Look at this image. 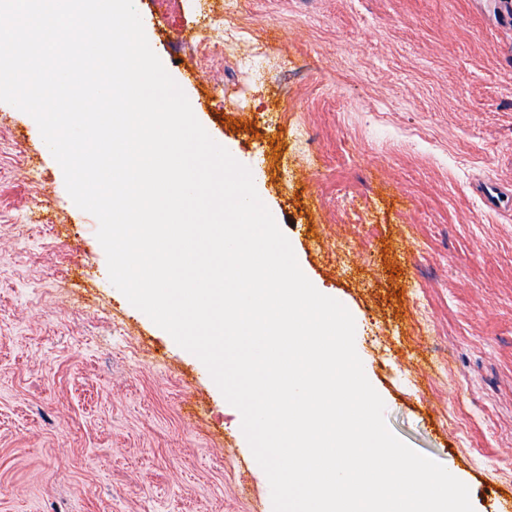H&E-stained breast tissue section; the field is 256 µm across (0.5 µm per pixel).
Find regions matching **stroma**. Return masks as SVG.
<instances>
[{
	"label": "stroma",
	"instance_id": "35a3bbf8",
	"mask_svg": "<svg viewBox=\"0 0 512 512\" xmlns=\"http://www.w3.org/2000/svg\"><path fill=\"white\" fill-rule=\"evenodd\" d=\"M134 5L352 314L390 430L494 512L512 491V211L477 189L512 185V0ZM212 10L222 57L185 72ZM97 230L36 121L0 102V512H273L240 412L111 283Z\"/></svg>",
	"mask_w": 512,
	"mask_h": 512
}]
</instances>
